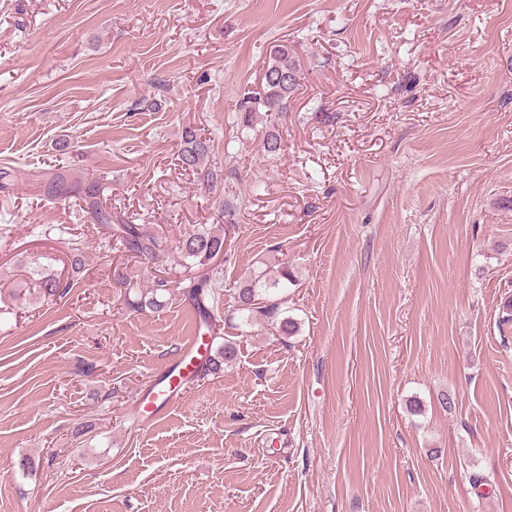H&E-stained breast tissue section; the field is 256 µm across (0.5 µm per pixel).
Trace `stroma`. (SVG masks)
<instances>
[{
  "instance_id": "obj_1",
  "label": "stroma",
  "mask_w": 512,
  "mask_h": 512,
  "mask_svg": "<svg viewBox=\"0 0 512 512\" xmlns=\"http://www.w3.org/2000/svg\"><path fill=\"white\" fill-rule=\"evenodd\" d=\"M279 44L299 85L271 156L238 103ZM5 167L0 512H512V0H0ZM44 169L101 182L159 257ZM225 202L235 357L142 423L199 322L176 246ZM284 262L298 334L241 325L237 282ZM117 267L167 306L129 309ZM181 139L179 157L183 166L185 165V167L196 170L200 168L203 181L205 182L206 178L209 183L210 176L212 179V173L210 171L202 170L201 166L212 151L213 145L211 144V139L203 138L191 127L183 129ZM41 184L49 200L66 202L73 197L80 198L93 223L105 227L112 239L115 238L117 244L136 258L154 260L162 251V242L144 234L141 224H136L132 215L114 212L111 206L103 205V189L99 181L72 182L60 174L44 172L41 174Z\"/></svg>"
}]
</instances>
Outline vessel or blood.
Segmentation results:
<instances>
[{"mask_svg": "<svg viewBox=\"0 0 512 512\" xmlns=\"http://www.w3.org/2000/svg\"><path fill=\"white\" fill-rule=\"evenodd\" d=\"M208 354L209 343L203 336L189 337L175 363L158 376L155 387L139 396L137 408L143 418L154 424L162 421L184 397L186 384Z\"/></svg>", "mask_w": 512, "mask_h": 512, "instance_id": "1", "label": "vessel or blood"}]
</instances>
